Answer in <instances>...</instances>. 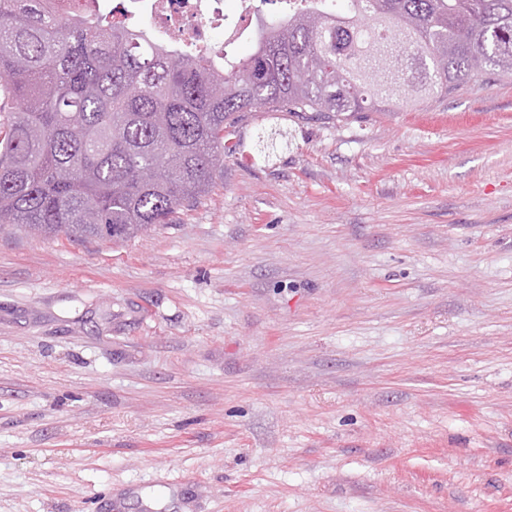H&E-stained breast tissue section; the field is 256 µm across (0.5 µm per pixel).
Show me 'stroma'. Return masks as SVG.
I'll list each match as a JSON object with an SVG mask.
<instances>
[{"mask_svg":"<svg viewBox=\"0 0 512 512\" xmlns=\"http://www.w3.org/2000/svg\"><path fill=\"white\" fill-rule=\"evenodd\" d=\"M0 512H512V78L242 113L126 242L1 226Z\"/></svg>","mask_w":512,"mask_h":512,"instance_id":"35a3bbf8","label":"stroma"}]
</instances>
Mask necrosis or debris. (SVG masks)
I'll return each mask as SVG.
<instances>
[{
  "label": "necrosis or debris",
  "instance_id": "4bbe7bcc",
  "mask_svg": "<svg viewBox=\"0 0 512 512\" xmlns=\"http://www.w3.org/2000/svg\"><path fill=\"white\" fill-rule=\"evenodd\" d=\"M291 0H237L226 11L224 0H57L60 12L72 17L106 14L129 31L146 27L151 43L215 60L225 49L254 39L260 11L287 17Z\"/></svg>",
  "mask_w": 512,
  "mask_h": 512
}]
</instances>
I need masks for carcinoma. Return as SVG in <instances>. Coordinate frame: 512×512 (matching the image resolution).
I'll return each mask as SVG.
<instances>
[{
  "label": "carcinoma",
  "instance_id": "carcinoma-1",
  "mask_svg": "<svg viewBox=\"0 0 512 512\" xmlns=\"http://www.w3.org/2000/svg\"><path fill=\"white\" fill-rule=\"evenodd\" d=\"M343 2L262 25L225 69L52 0H0V92L17 101L0 117V224L125 241L209 191L242 112L401 110L512 76V0Z\"/></svg>",
  "mask_w": 512,
  "mask_h": 512
}]
</instances>
